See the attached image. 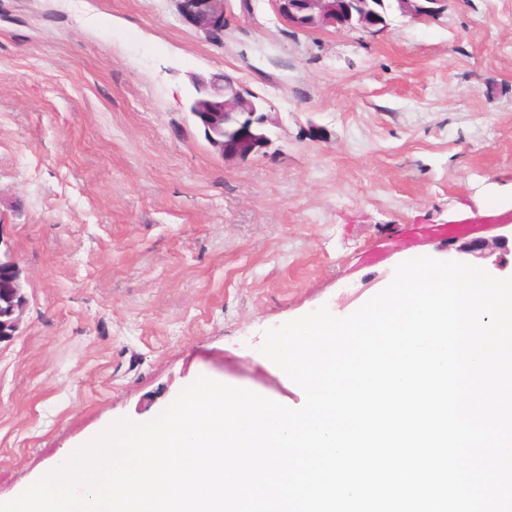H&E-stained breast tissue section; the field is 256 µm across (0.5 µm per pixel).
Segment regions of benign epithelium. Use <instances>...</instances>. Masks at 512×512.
Listing matches in <instances>:
<instances>
[{"label":"benign epithelium","instance_id":"benign-epithelium-1","mask_svg":"<svg viewBox=\"0 0 512 512\" xmlns=\"http://www.w3.org/2000/svg\"><path fill=\"white\" fill-rule=\"evenodd\" d=\"M447 0H397V10L413 18H434L446 7ZM358 0H275L281 21L294 31L344 30L343 14ZM180 16L212 39L224 36L230 25V0H176ZM193 86L198 97L194 116L201 123L211 146L225 160H247L268 145L266 125L270 122L266 107L259 105L253 92L232 76L214 74L196 76ZM464 254L499 252L496 266L508 263L512 256V235L476 238L460 245ZM0 267L8 269L9 280L0 287V344L19 334L28 307L23 270L12 247L0 232Z\"/></svg>","mask_w":512,"mask_h":512}]
</instances>
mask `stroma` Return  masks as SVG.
<instances>
[{
  "mask_svg": "<svg viewBox=\"0 0 512 512\" xmlns=\"http://www.w3.org/2000/svg\"><path fill=\"white\" fill-rule=\"evenodd\" d=\"M249 3L216 44L175 0H0V234L29 299L0 345L1 502L201 376L301 407L265 331L352 314L406 260L512 276L457 251L512 212V0L374 33ZM215 73L264 99V154L224 161L195 126Z\"/></svg>",
  "mask_w": 512,
  "mask_h": 512,
  "instance_id": "35a3bbf8",
  "label": "stroma"
}]
</instances>
